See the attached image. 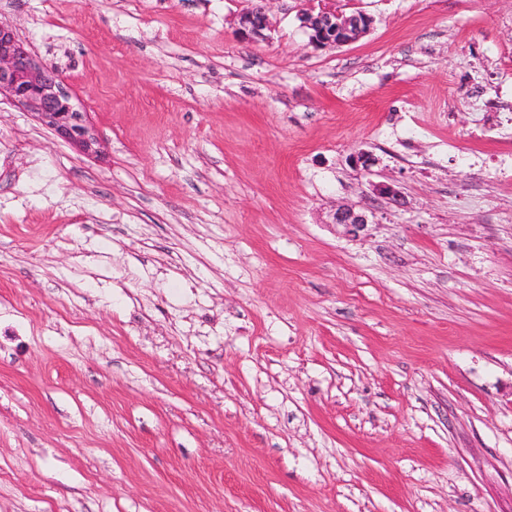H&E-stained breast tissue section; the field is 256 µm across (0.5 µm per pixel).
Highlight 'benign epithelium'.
Here are the masks:
<instances>
[{"label": "benign epithelium", "mask_w": 512, "mask_h": 512, "mask_svg": "<svg viewBox=\"0 0 512 512\" xmlns=\"http://www.w3.org/2000/svg\"><path fill=\"white\" fill-rule=\"evenodd\" d=\"M300 22L316 46L340 47L355 41L370 29L372 18L365 13L349 15L331 8L307 9ZM245 38H261L270 27L265 7L259 5L240 19ZM7 94L29 110L63 141L76 146L85 155L98 153V135L87 118L70 103L59 71L38 62L12 25L0 22V95ZM333 223L345 236L358 237L368 224L366 212L352 206H340Z\"/></svg>", "instance_id": "7a95c632"}]
</instances>
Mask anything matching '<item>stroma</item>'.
Here are the masks:
<instances>
[{
  "instance_id": "35a3bbf8",
  "label": "stroma",
  "mask_w": 512,
  "mask_h": 512,
  "mask_svg": "<svg viewBox=\"0 0 512 512\" xmlns=\"http://www.w3.org/2000/svg\"><path fill=\"white\" fill-rule=\"evenodd\" d=\"M256 2L0 0V512H512V0ZM241 33L248 39L263 38L270 27V20L264 6H256L240 19ZM373 19L365 13L349 15L338 13L335 9L322 7L306 9L300 14L302 28H305L310 43L315 46L340 47L355 41L370 29ZM8 94L63 141L97 155L98 135L70 103L59 71L38 62L12 25L0 22V95ZM369 216L366 212L356 210L352 206H340L333 214V224L342 227V233L345 236L359 237L368 224Z\"/></svg>"
}]
</instances>
